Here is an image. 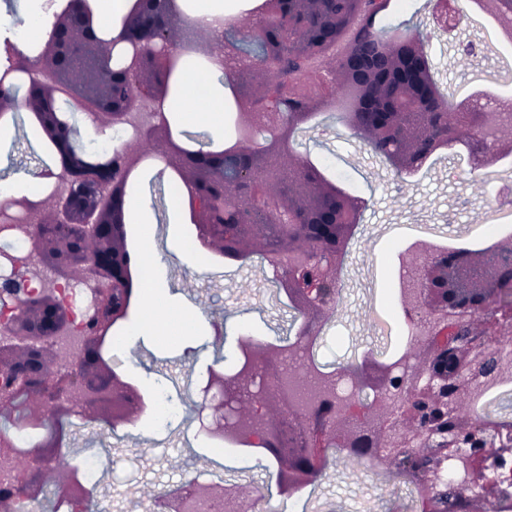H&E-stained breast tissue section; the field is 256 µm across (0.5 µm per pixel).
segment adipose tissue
<instances>
[{
  "mask_svg": "<svg viewBox=\"0 0 512 512\" xmlns=\"http://www.w3.org/2000/svg\"><path fill=\"white\" fill-rule=\"evenodd\" d=\"M30 10L23 26H15L12 19L0 15V39L11 38L17 48L27 54H36L49 32L45 0H29ZM220 60L197 65L192 55H184L173 74L174 95L167 98L162 111L169 123L194 120L207 126L216 139L224 137V88L212 81L211 76L221 71ZM128 209L132 223L139 234L137 264L144 276L139 283L138 313L128 328L129 335L150 339L165 335L176 324L188 325L189 330L181 340V351L194 357L196 351L214 336L202 315L184 309L170 295L162 283L160 265L150 249L151 219L147 204L137 197H130Z\"/></svg>",
  "mask_w": 512,
  "mask_h": 512,
  "instance_id": "ef3b65f1",
  "label": "adipose tissue"
}]
</instances>
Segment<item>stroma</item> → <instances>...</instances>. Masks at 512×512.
Segmentation results:
<instances>
[{"label": "stroma", "mask_w": 512, "mask_h": 512, "mask_svg": "<svg viewBox=\"0 0 512 512\" xmlns=\"http://www.w3.org/2000/svg\"><path fill=\"white\" fill-rule=\"evenodd\" d=\"M461 24L450 43L433 46L435 78L444 94L472 90L474 82L493 75L512 81V57L496 52L460 67L454 41L489 38L482 16L471 0H459ZM381 27L424 32L431 25L428 0H400L387 13ZM10 142L0 153V181L20 171V159H44L43 141L28 120L10 130ZM291 150L310 158L330 179L368 202L364 217L349 244L341 273L340 299L330 337L332 347L317 348L315 358L329 369L356 364L364 355L380 360L397 358L407 337L398 318L400 304L392 293L400 258L419 239H449L465 242L479 230L496 224L512 203L499 198L494 186H483V171L472 170L466 159L448 150L444 158L423 167L408 180H401L383 158L336 121L335 111L318 114L295 134ZM151 215V245L161 258L167 288L177 294L186 309L197 307L198 298L210 306L207 322L219 323L225 337L237 339L243 329L254 328L269 342L294 337L295 313L279 290L273 271L260 257L247 262L208 258L205 270L187 265L173 242L172 198L165 180L142 177L132 187ZM178 335L137 342L131 356L122 358L120 370L130 378L150 373L161 385L166 401L178 408L175 419L155 427L117 429L101 423L74 420L66 451L68 466L83 465L85 482L99 498L112 504V512H141L138 489H166L182 478L185 467L214 471L234 482H275L273 467L258 466L251 453L231 450L212 442L200 430L192 410L211 364L232 370L236 347L206 342L196 360L185 358ZM121 461L127 482L114 486L112 463ZM410 486L392 484L383 494L366 472H352L342 459L327 465L313 488L303 489L304 512H388L390 497H408Z\"/></svg>", "instance_id": "35a3bbf8"}]
</instances>
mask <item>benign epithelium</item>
<instances>
[{"label": "benign epithelium", "mask_w": 512, "mask_h": 512, "mask_svg": "<svg viewBox=\"0 0 512 512\" xmlns=\"http://www.w3.org/2000/svg\"><path fill=\"white\" fill-rule=\"evenodd\" d=\"M387 0H261L246 26L219 35L186 25L176 0H134L117 36L99 35L87 0H69L56 13L43 49L30 57L9 50V69L27 77L24 93L0 82V120L16 122L24 107L53 163L36 167L54 179L42 197L10 198L19 223L0 231L29 238L39 261L21 268L8 252L13 280L0 302V512L19 498L80 512L90 490L73 469L52 486L46 474L62 462L65 422L75 414L112 429L130 425L146 408L139 387L107 354L114 330L137 302V268L128 242L129 180L155 157L186 187L201 247L242 261L265 258L301 318L293 346L311 351L337 309L340 272L367 202L331 181L288 144L300 127L332 103H344L340 122L398 175L410 176L446 149L461 146L474 170L512 155L501 137L502 115L474 103L448 107L436 90L429 36L374 28ZM436 25L455 32L458 0H430ZM493 16L512 27V0H492ZM224 61L237 108L240 137L231 145L192 147L174 137L161 111L181 54ZM133 134L102 159L82 149V126ZM267 133L258 146L253 137ZM401 306L420 340L406 381L401 363L368 354L345 370L379 401L353 405L336 395V373L320 375L319 402L282 419L283 401L271 393L239 405L233 425L220 419L224 396H239L259 369L278 373L284 349L237 340L235 371L211 367L204 395H213V423L205 433L250 446L253 422L264 425L259 453L277 465V492L286 496L313 483L338 443L408 475L421 512H498L506 491L481 464L512 457V424L460 407L475 405L495 386L512 381V236L487 247L410 245L400 260ZM87 287L89 306L74 311L66 292ZM405 383L406 401L383 396ZM469 449L466 475L479 492L460 489L448 505L442 472ZM240 484L194 483L177 500L178 512H224L246 502Z\"/></svg>", "instance_id": "benign-epithelium-1"}]
</instances>
